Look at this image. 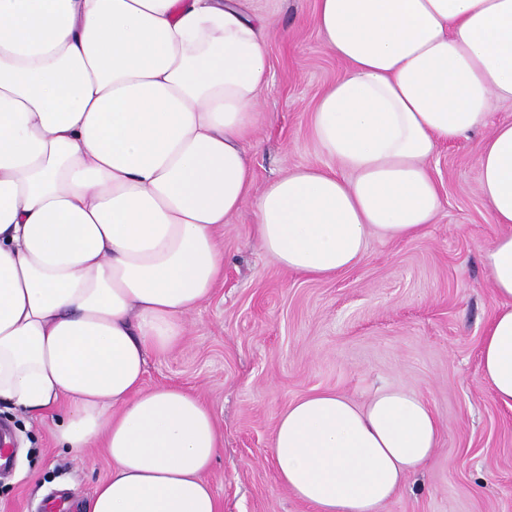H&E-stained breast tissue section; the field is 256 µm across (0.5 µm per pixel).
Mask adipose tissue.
<instances>
[{
  "label": "adipose tissue",
  "mask_w": 512,
  "mask_h": 512,
  "mask_svg": "<svg viewBox=\"0 0 512 512\" xmlns=\"http://www.w3.org/2000/svg\"><path fill=\"white\" fill-rule=\"evenodd\" d=\"M346 65L311 127L337 167L254 191L244 142L269 84V19L241 0H0V402L51 418L59 448L112 463L82 512H221V444L202 399L144 389L224 274L215 232L246 204L259 248L329 279L371 236L438 214L428 162L512 100V0H317ZM480 195L504 227L486 254L500 309L482 377L512 409V122L483 146ZM415 391H331L280 415L277 479L314 512H380L432 456Z\"/></svg>",
  "instance_id": "obj_1"
}]
</instances>
